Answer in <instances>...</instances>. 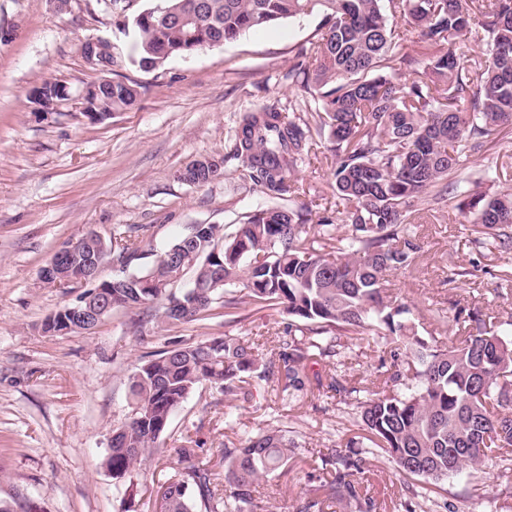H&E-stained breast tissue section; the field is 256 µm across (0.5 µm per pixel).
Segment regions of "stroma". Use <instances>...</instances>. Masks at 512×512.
I'll list each match as a JSON object with an SVG mask.
<instances>
[{"mask_svg": "<svg viewBox=\"0 0 512 512\" xmlns=\"http://www.w3.org/2000/svg\"><path fill=\"white\" fill-rule=\"evenodd\" d=\"M162 0H131L127 10H105L101 0H0V502L12 512H151L156 493L175 466L184 437L200 440L204 454L224 445V402L199 387L172 418L160 459L134 475L135 498L104 465L113 427L130 411V378L151 355L173 341L194 342L232 331L256 338L283 333L268 310L240 309L223 318L160 327L162 304L140 315L114 311L96 329L42 333L45 318L73 303L84 288H47L39 274L52 254L87 229L110 236L127 229L142 242L140 259L121 267L105 259L100 277L145 272L163 249L193 224H233L265 208L259 187L239 180L230 157L242 113L262 108L304 111L305 99L287 79L298 49L319 33L314 13L250 31L238 40L154 70L129 61L125 22ZM105 38L123 60L112 77L137 83L135 105L94 123L81 95L100 74L82 55L85 41ZM67 85L70 97L36 111L31 91L44 82ZM224 160L221 177L204 186L179 180L191 161ZM471 172L493 169L495 188L512 190V143L470 158ZM298 201L313 216L336 215L343 205L333 188L328 141H319L295 175ZM424 203L416 221L421 252L416 265L393 274L389 285L408 304L419 336L444 331L432 319L463 308L512 313V251L478 247L455 208ZM464 278L449 282L451 271ZM294 424L300 448L279 477L260 490L274 512H290L307 475L318 468L322 444L355 440L368 450L362 490L383 512L399 501L402 478L387 455L372 446L360 416L325 396L302 408L260 396L239 410V431L254 432L270 416ZM505 466L486 459L478 473L462 471L444 488L417 483L414 506L423 512H512Z\"/></svg>", "mask_w": 512, "mask_h": 512, "instance_id": "obj_1", "label": "stroma"}]
</instances>
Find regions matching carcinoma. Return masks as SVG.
I'll return each instance as SVG.
<instances>
[{"label":"carcinoma","instance_id":"cac0c4a2","mask_svg":"<svg viewBox=\"0 0 512 512\" xmlns=\"http://www.w3.org/2000/svg\"><path fill=\"white\" fill-rule=\"evenodd\" d=\"M185 0H164L136 14L124 34L132 62L153 70L169 58L237 40L251 29L301 15L325 14L324 30L300 49L288 82L318 97L319 106L283 115L245 112L232 146L239 178L258 186L275 204L243 216L225 232L206 225L200 245L173 267L158 255L149 270L125 274L116 288L96 286L112 301L110 311L137 314L156 302L185 299L169 288L192 275L208 295L181 315L163 310L162 323L205 320L227 289L224 315L248 306L291 319L288 338L270 354L242 336L226 333L176 343L154 355L131 377L129 417L112 429L105 459L112 478L135 496L133 472L155 454L175 411L202 385L224 395V427L233 410L267 387L299 403L317 388L354 404L375 445L408 478L437 486L489 457L512 461V315L486 320L467 312L465 334L442 346L418 336L410 309L385 288L420 252L413 232L415 205L435 204L459 190L456 209L471 216L474 242L512 249V192L495 191L491 171L461 176L468 156L487 147L492 132L512 127V0H200L184 22ZM400 15L403 31L389 23ZM471 35L489 58L472 67L457 55V39ZM428 50L423 70L407 50L410 36ZM413 74L401 85L391 75ZM138 96L136 85H101L93 111L123 112ZM333 145L341 216L312 222L291 180L308 157L314 137ZM189 179L205 185L222 170L199 163ZM123 264L141 255L140 241L121 228L104 242ZM390 346V370L362 386L349 384L345 359L368 340ZM326 360L323 375L308 363ZM350 441L319 451L321 468L309 479L294 512H380L359 490L366 460ZM189 437L176 449L179 467L154 503V512H268L258 484L281 475L293 459L296 431L273 416L244 438H226L216 460L200 456Z\"/></svg>","mask_w":512,"mask_h":512}]
</instances>
